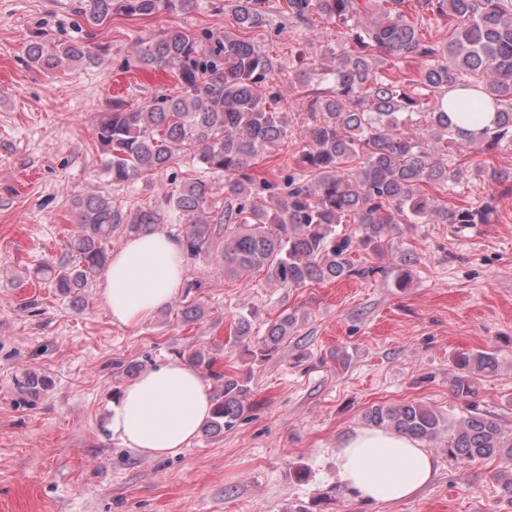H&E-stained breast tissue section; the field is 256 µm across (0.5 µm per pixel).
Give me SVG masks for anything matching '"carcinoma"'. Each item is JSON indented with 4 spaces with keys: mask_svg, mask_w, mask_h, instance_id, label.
Returning <instances> with one entry per match:
<instances>
[{
    "mask_svg": "<svg viewBox=\"0 0 512 512\" xmlns=\"http://www.w3.org/2000/svg\"><path fill=\"white\" fill-rule=\"evenodd\" d=\"M268 0H230L237 31L222 36L169 28L143 44L140 61L172 72L177 86L153 103L123 102L96 123L104 169L114 185L167 176L154 201L126 209L88 194L74 201L80 231L67 259L47 262L36 278L77 304L81 291L99 278L116 237L150 234L164 224H183L182 250L196 258L223 239L224 275L243 278L266 270L281 288L334 281L371 268H354L360 247L377 254L395 224H489L497 201L512 196V172L476 163L475 177L494 189L480 205H448L463 195L455 155L469 149L490 155L512 152V0H286L288 26L301 46L288 64L307 117L306 144L295 166L271 179L249 174L253 161L287 134L286 113L273 84L282 64L240 33L270 23ZM197 0H79L76 13L98 27L116 11L129 17L183 12ZM336 25V46L326 45L336 67L321 70L302 47L313 42L315 17ZM448 21V38L424 36L431 20ZM101 45L35 42L32 63L54 68L96 61ZM417 60L414 78L395 80L388 65ZM472 93V111L491 106V127L469 130L448 116V93ZM189 157L192 169L178 179L173 168ZM224 178V193L214 191ZM262 192L266 206L254 203ZM341 224L359 236H341ZM297 316L281 312L249 348L252 320L240 314L229 343L265 359L288 338ZM188 361L214 379L206 436L230 429L251 397L249 377L214 370L217 354L195 351ZM451 392L466 400L477 377L497 365L490 353L460 352ZM365 421L378 429L434 442L448 436V459L470 462L512 458V426L468 410L444 415L425 404L374 405Z\"/></svg>",
    "mask_w": 512,
    "mask_h": 512,
    "instance_id": "1",
    "label": "carcinoma"
}]
</instances>
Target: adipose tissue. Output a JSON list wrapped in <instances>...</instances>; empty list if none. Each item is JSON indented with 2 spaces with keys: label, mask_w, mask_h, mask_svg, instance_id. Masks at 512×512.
Segmentation results:
<instances>
[{
  "label": "adipose tissue",
  "mask_w": 512,
  "mask_h": 512,
  "mask_svg": "<svg viewBox=\"0 0 512 512\" xmlns=\"http://www.w3.org/2000/svg\"><path fill=\"white\" fill-rule=\"evenodd\" d=\"M183 278L177 240L159 233L132 236L110 256L101 296L114 322L136 327L172 301ZM211 415V396L197 371L173 360L124 387L111 408L110 428L129 448L158 457L188 447ZM435 468L418 440L379 429L356 430L338 455L339 480L369 502L393 503L416 494Z\"/></svg>",
  "instance_id": "adipose-tissue-1"
}]
</instances>
